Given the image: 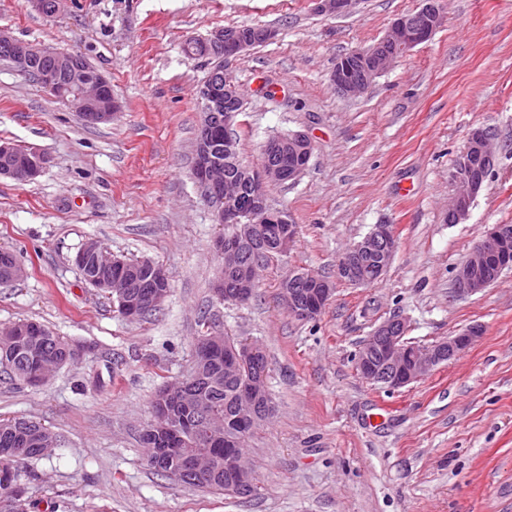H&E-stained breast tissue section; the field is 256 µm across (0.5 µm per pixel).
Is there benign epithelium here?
<instances>
[{"instance_id":"1","label":"benign epithelium","mask_w":512,"mask_h":512,"mask_svg":"<svg viewBox=\"0 0 512 512\" xmlns=\"http://www.w3.org/2000/svg\"><path fill=\"white\" fill-rule=\"evenodd\" d=\"M68 0H26V4L51 18L61 11ZM319 13L345 14L357 0H312ZM446 20L438 0H423L422 7L411 15L396 18L387 34L372 47L355 50L336 59L330 80L338 93L350 97L363 93L373 82L389 71L398 58L410 49L429 41ZM275 31L268 28L249 30L219 28L208 36L194 39L191 45L205 53L222 55L224 68L213 71L197 91L201 103V125L194 167L197 184L208 198L215 223L240 226L237 236H220L216 242L221 258L213 293L220 302L243 303L258 284L256 263L244 255L242 241L254 240L265 248L283 254L294 242L293 232H285L283 212L267 203L266 188L270 183L295 180L307 167L313 151L311 139L301 133L276 136L264 146V158L256 167H246L234 178H224V150L236 143L235 123L239 110L234 103L241 92L233 74V65L257 41H270ZM0 55L20 71L36 77L39 84L56 93L68 90V104L87 125L108 123L120 109L112 97L111 83L99 70H89L82 55L66 50L50 49L23 41L0 28ZM43 63L39 70L32 69ZM496 159L495 136L485 128L471 134L460 154L452 180L455 191L448 206L451 224L468 220L471 207L481 193L485 176ZM48 163V157L36 150H22L17 145L0 140V176L28 181L37 177ZM512 229L504 224H491L482 240L455 274L454 294L459 298L476 294L492 285L509 269V242ZM397 249V234L392 224H376L343 254L337 266V279L361 286L381 279L388 272ZM0 256L7 263L6 277L12 282L22 276L23 268L5 250ZM373 263L374 277L366 274L367 261ZM77 267L85 270L93 285L112 295L120 312L129 320L144 316L159 306L169 294L166 272L151 261L141 265L148 270L145 281H135L127 275L126 262L108 257L100 245L89 240L75 256ZM290 287L281 291L282 306L292 316L311 320L325 308L334 288L326 278L309 270L291 269L286 275ZM407 325L403 318L392 316L383 320L362 342L356 354V368L368 382L388 390H398L417 381L425 373L468 349L481 335L472 326L426 348L406 338ZM209 345L196 356L189 382L179 389L164 390L167 404L154 410L151 426L146 430V447L151 449V461L160 466L175 454L179 455L173 477L191 479L197 484L209 480L215 473V457L199 454L173 444L182 439L174 424L173 413H179L215 448H224V476L232 481L237 493L247 495L255 488V473L250 461L238 449V443L224 439V422L206 415L202 405L190 398L189 391L207 384L199 369L224 354V372L237 374L256 363L260 346L247 342H225L223 336L212 334ZM239 418L255 426L265 421L272 405L264 386V373L259 372L237 394Z\"/></svg>"}]
</instances>
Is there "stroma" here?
<instances>
[{
  "instance_id": "stroma-1",
  "label": "stroma",
  "mask_w": 512,
  "mask_h": 512,
  "mask_svg": "<svg viewBox=\"0 0 512 512\" xmlns=\"http://www.w3.org/2000/svg\"><path fill=\"white\" fill-rule=\"evenodd\" d=\"M421 5L358 0L327 16L311 0H68L47 19L0 0V27L82 53L122 105L112 123L86 125L0 61V140L50 158L34 181L0 176V247L26 269L0 284V326L36 321L83 349L43 386L0 377V418L25 416L58 437L27 464L29 512H512V272L471 297L453 293L488 225L512 224V0H443V27L364 94L343 97L329 81L338 57ZM224 26L277 32L234 67L241 162L258 165L266 141L292 132L314 145L295 182L267 188L299 234L243 304L211 293L224 227L193 164L195 92L212 62L182 51ZM478 127L500 151L469 220L449 224L451 174ZM376 224L398 237L380 282L337 281L313 320L283 309L288 270L335 279L342 253ZM91 238L165 269L170 294L151 317L124 318L83 280L74 258ZM394 314L422 346L472 325L482 334L389 392L362 378L355 354ZM210 331L268 358L273 413L247 440L256 490L244 498L158 474L140 443L153 395L191 372Z\"/></svg>"
}]
</instances>
